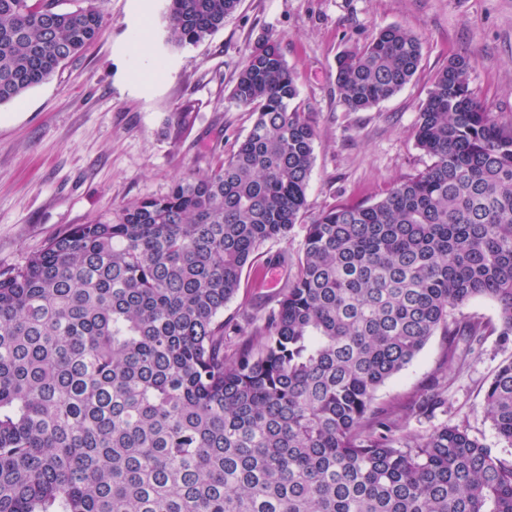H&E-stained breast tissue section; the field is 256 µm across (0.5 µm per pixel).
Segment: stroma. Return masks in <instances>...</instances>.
<instances>
[{"mask_svg": "<svg viewBox=\"0 0 512 512\" xmlns=\"http://www.w3.org/2000/svg\"><path fill=\"white\" fill-rule=\"evenodd\" d=\"M165 0H103L99 38L21 100L0 105V270L22 264L72 225L108 218L121 206L169 192L204 173L248 134L251 111L229 93L248 51L268 36L281 42L300 100L313 122L314 163L307 205L287 243L271 242L245 268L224 318L241 322L271 307L287 273L268 258L299 255L305 227L340 205H369L432 163L414 136L419 106L452 54L474 58L470 89L488 111L512 120V0H241L203 42H169ZM401 25L422 43L417 74L394 96L350 111L336 86L337 57L363 47L380 28ZM156 72L143 70L137 43ZM448 339L423 350L376 393L406 430L448 423L467 428L493 455L511 461L484 413L485 390L512 359V341L485 337L468 366L446 362ZM447 401L419 406L433 386Z\"/></svg>", "mask_w": 512, "mask_h": 512, "instance_id": "35a3bbf8", "label": "stroma"}]
</instances>
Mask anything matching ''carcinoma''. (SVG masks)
Segmentation results:
<instances>
[{"instance_id":"carcinoma-1","label":"carcinoma","mask_w":512,"mask_h":512,"mask_svg":"<svg viewBox=\"0 0 512 512\" xmlns=\"http://www.w3.org/2000/svg\"><path fill=\"white\" fill-rule=\"evenodd\" d=\"M0 0V104L100 34L102 0ZM240 0H166L169 41L197 44ZM394 24L341 55L364 111L415 76ZM456 53L419 107L423 172L306 226L276 305L224 322L245 268L306 208L315 128L280 42L249 50L230 99L255 119L222 165L77 224L0 271V512H512V462L442 423L403 431L378 388L440 331L462 368L512 336V122L473 97ZM467 346L459 348L458 340ZM484 411L512 445V360ZM460 312L465 316L476 317L484 321H489L493 325L498 323V310L495 304L483 298H476L469 301L460 309Z\"/></svg>"}]
</instances>
